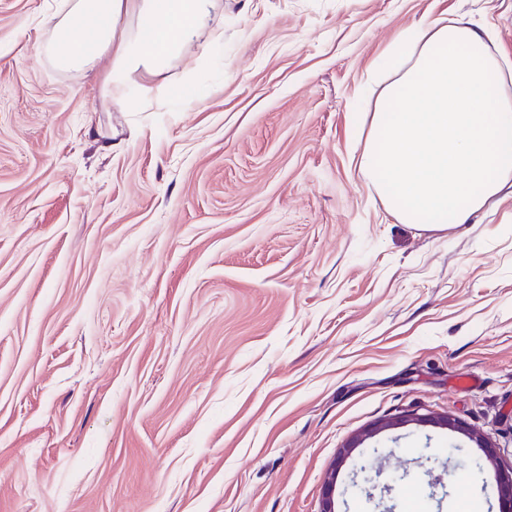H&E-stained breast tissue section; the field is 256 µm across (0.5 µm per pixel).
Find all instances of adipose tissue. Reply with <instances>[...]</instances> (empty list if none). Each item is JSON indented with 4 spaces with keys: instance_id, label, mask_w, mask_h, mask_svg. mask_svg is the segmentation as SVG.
Masks as SVG:
<instances>
[{
    "instance_id": "obj_1",
    "label": "adipose tissue",
    "mask_w": 512,
    "mask_h": 512,
    "mask_svg": "<svg viewBox=\"0 0 512 512\" xmlns=\"http://www.w3.org/2000/svg\"><path fill=\"white\" fill-rule=\"evenodd\" d=\"M223 19V0H59L44 18L42 53L95 72L118 99ZM489 37L437 18L403 31L387 53L395 79L375 104L359 163L400 223L447 231L512 186V90Z\"/></svg>"
}]
</instances>
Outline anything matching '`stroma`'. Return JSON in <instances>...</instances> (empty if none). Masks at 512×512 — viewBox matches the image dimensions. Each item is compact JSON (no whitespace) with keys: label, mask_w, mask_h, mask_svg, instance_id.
I'll use <instances>...</instances> for the list:
<instances>
[{"label":"stroma","mask_w":512,"mask_h":512,"mask_svg":"<svg viewBox=\"0 0 512 512\" xmlns=\"http://www.w3.org/2000/svg\"><path fill=\"white\" fill-rule=\"evenodd\" d=\"M46 2L0 0V512H318L331 473L336 512H490L404 418L512 465V195L398 223L355 116L425 17L512 66V0H224L159 110L45 59ZM405 423L414 422L415 424L421 425V423H431L442 428L449 429L451 431L461 432L467 435V437L476 444L477 448H481L483 452V457L475 460L476 464L479 466L482 463H489L492 466H498V456L495 446L483 438L482 436L476 435L473 432L467 430L460 422L456 419L448 418V416L443 417H426L420 415H414L412 418H405Z\"/></svg>","instance_id":"obj_1"}]
</instances>
